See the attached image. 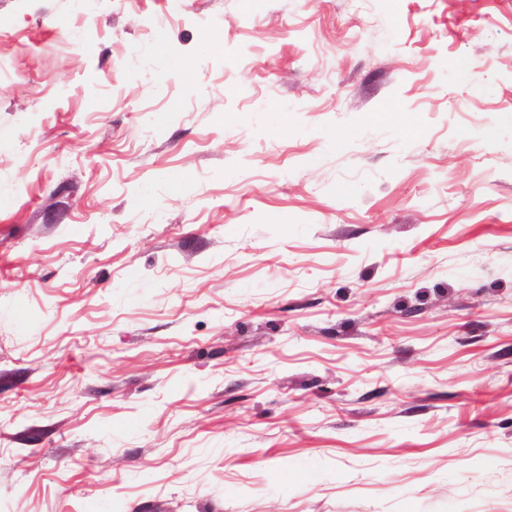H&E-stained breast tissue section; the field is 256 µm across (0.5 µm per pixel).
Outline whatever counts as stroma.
I'll return each instance as SVG.
<instances>
[{
	"label": "stroma",
	"mask_w": 512,
	"mask_h": 512,
	"mask_svg": "<svg viewBox=\"0 0 512 512\" xmlns=\"http://www.w3.org/2000/svg\"><path fill=\"white\" fill-rule=\"evenodd\" d=\"M0 512H512V0H0Z\"/></svg>",
	"instance_id": "1"
}]
</instances>
